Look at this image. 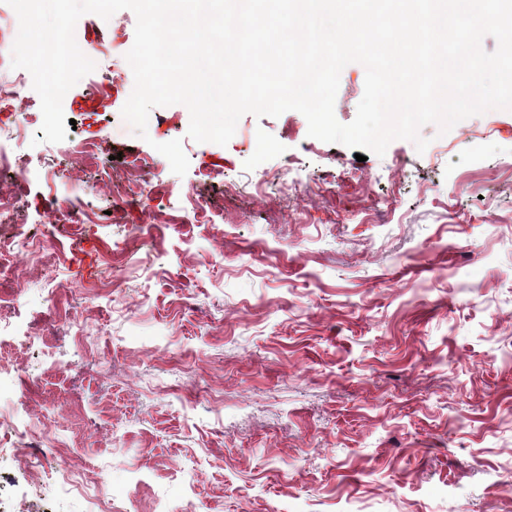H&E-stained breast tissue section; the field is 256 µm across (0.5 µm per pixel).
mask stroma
<instances>
[{
  "mask_svg": "<svg viewBox=\"0 0 512 512\" xmlns=\"http://www.w3.org/2000/svg\"><path fill=\"white\" fill-rule=\"evenodd\" d=\"M135 25L129 10L76 25L96 68L68 92L67 138L98 159L46 151L41 117L0 112L27 130L0 146L29 160L0 237L62 251L0 321V415L30 445L59 418L58 445L35 480L0 440V493L25 512H512V111L424 125V152L396 140L363 162L293 110L243 115L220 146L187 138L184 105L156 107L143 139L121 115ZM364 83L343 68L339 122ZM177 138L182 177L155 149ZM195 188L203 224L182 217ZM54 195L90 223L42 224ZM66 287L56 322L83 338L49 345L35 314Z\"/></svg>",
  "mask_w": 512,
  "mask_h": 512,
  "instance_id": "1",
  "label": "stroma"
}]
</instances>
